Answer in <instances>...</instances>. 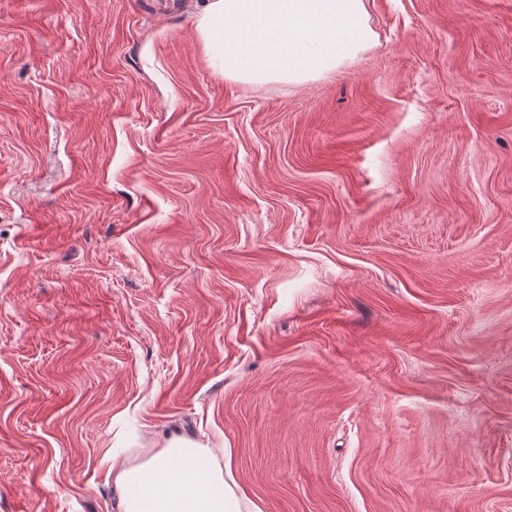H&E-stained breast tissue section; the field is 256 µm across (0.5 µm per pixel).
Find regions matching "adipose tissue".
<instances>
[{
	"label": "adipose tissue",
	"mask_w": 512,
	"mask_h": 512,
	"mask_svg": "<svg viewBox=\"0 0 512 512\" xmlns=\"http://www.w3.org/2000/svg\"><path fill=\"white\" fill-rule=\"evenodd\" d=\"M112 474L117 512H262L235 481L232 461L209 465L185 439L138 464L113 462Z\"/></svg>",
	"instance_id": "obj_1"
}]
</instances>
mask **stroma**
Masks as SVG:
<instances>
[{
	"mask_svg": "<svg viewBox=\"0 0 512 512\" xmlns=\"http://www.w3.org/2000/svg\"><path fill=\"white\" fill-rule=\"evenodd\" d=\"M304 84L206 0H0V512L173 436L263 512H512V0H364Z\"/></svg>",
	"mask_w": 512,
	"mask_h": 512,
	"instance_id": "35a3bbf8",
	"label": "stroma"
}]
</instances>
